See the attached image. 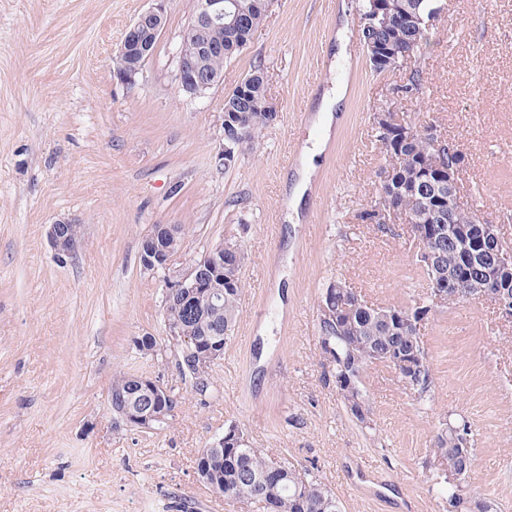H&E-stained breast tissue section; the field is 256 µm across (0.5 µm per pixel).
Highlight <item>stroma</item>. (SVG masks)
I'll list each match as a JSON object with an SVG mask.
<instances>
[{"label":"stroma","instance_id":"35a3bbf8","mask_svg":"<svg viewBox=\"0 0 512 512\" xmlns=\"http://www.w3.org/2000/svg\"><path fill=\"white\" fill-rule=\"evenodd\" d=\"M150 0H0V512H244L196 478L228 425L288 458L343 512H448L436 483L443 420L465 421L473 501L512 512V322L488 302L433 310L421 328L425 397L388 368L362 383L371 422L344 406L323 346L319 301L350 284L376 305L424 300L408 228L358 215L381 165L373 115L433 118L465 156V208L512 239V0H445L408 73H374L359 43L361 0H275L203 98L182 94L177 53L196 0H170L134 86L112 75L126 28ZM261 67L278 110L253 149L223 163L225 96ZM345 94L331 131L323 97ZM322 144L298 210L291 189ZM81 239L57 259L49 224ZM156 224L186 231L171 267L240 241L246 288L207 391L176 365L162 320L163 274L143 272ZM151 334L159 357L134 341ZM160 379L177 398L158 433L112 423V375Z\"/></svg>","mask_w":512,"mask_h":512}]
</instances>
